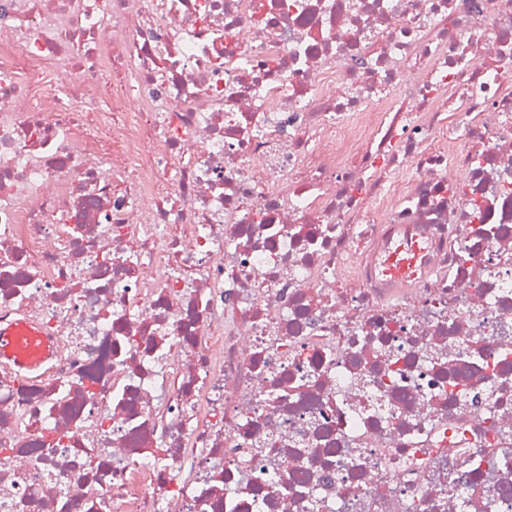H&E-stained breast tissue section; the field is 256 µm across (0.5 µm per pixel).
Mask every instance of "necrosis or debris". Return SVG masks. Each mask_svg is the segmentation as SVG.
<instances>
[{"label":"necrosis or debris","mask_w":512,"mask_h":512,"mask_svg":"<svg viewBox=\"0 0 512 512\" xmlns=\"http://www.w3.org/2000/svg\"><path fill=\"white\" fill-rule=\"evenodd\" d=\"M19 323L0 512H512V0H0Z\"/></svg>","instance_id":"necrosis-or-debris-1"}]
</instances>
